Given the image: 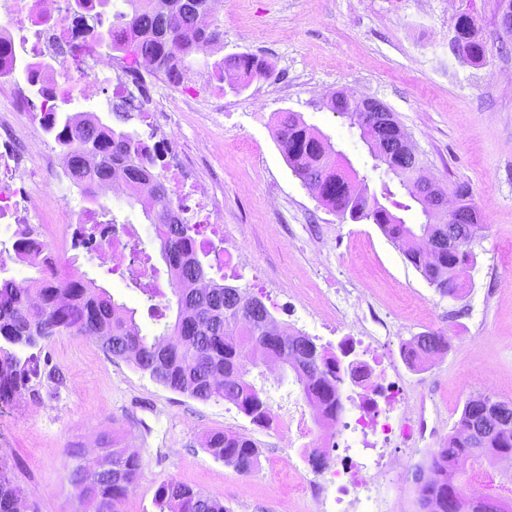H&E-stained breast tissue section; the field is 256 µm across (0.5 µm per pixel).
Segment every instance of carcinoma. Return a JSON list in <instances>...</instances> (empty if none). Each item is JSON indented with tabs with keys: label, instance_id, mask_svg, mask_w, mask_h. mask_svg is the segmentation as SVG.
I'll use <instances>...</instances> for the list:
<instances>
[{
	"label": "carcinoma",
	"instance_id": "carcinoma-1",
	"mask_svg": "<svg viewBox=\"0 0 512 512\" xmlns=\"http://www.w3.org/2000/svg\"><path fill=\"white\" fill-rule=\"evenodd\" d=\"M215 2L165 0L164 6L156 7L152 0H123L129 10L112 13L108 28L97 26L96 39L107 38L113 50L124 53L129 66L150 59L169 81L179 83L185 58L195 49L192 43H179L182 34L193 33L197 42L221 40ZM455 35L467 62L486 61V46L477 37L470 14L458 15ZM215 72L220 81L236 90L248 86L255 78L267 76L268 66L254 55L235 54L215 63ZM329 108L346 118L351 126L363 128L359 112L349 104L348 93H334ZM44 130L70 150L69 176L75 183L104 182L119 167L131 184L148 182L156 196L170 199V209L149 210L146 219L155 228L162 258L170 272L176 317L172 323L167 321L170 299L156 282L146 284L132 279L134 287L149 302L150 318L160 326L159 333L153 336L143 334L134 309L91 282L65 276L59 262L42 255L32 230L26 227L11 248L15 258L33 269L35 275L21 281L0 276V340L12 347L26 348L63 331L97 341L106 338L107 354L132 362L162 386L201 401L221 398L261 426L269 424L271 416L261 397L262 390L249 380V375L251 369L272 359L292 373L310 404L331 417L336 416L342 408L343 374L351 368L341 367L335 355L304 334L272 338L268 308L247 291L217 283L209 288L193 287L194 282L207 278V273L198 256L194 225L183 217L184 208L171 199L169 188L153 172L158 148L87 112L70 113L58 107L49 113ZM383 138L398 142V148L386 153L369 145L374 160L371 169L385 167V174L393 175L405 194L416 199L414 177L423 167L422 159L401 143L406 134L399 121L387 126ZM279 142L294 174L304 184L319 187V199L325 206L352 220L364 218L377 224L439 293L448 292L450 286L457 287L460 277L474 264L473 240L467 239L468 215L474 209L468 186L460 184L455 188L459 218L456 228L462 231V244L450 252L446 247L448 225L433 221L423 208L420 212L424 221L408 224L380 203L376 195L354 190L357 174L348 161L329 138L301 118L290 112L283 117ZM447 349L444 335L429 332L413 337L406 344L405 356L415 364L421 361V352L443 353ZM38 376L37 361L31 357L23 359L0 346L1 404H9L25 391L39 394V389L30 384L31 378ZM488 401L496 403L485 395L469 398L459 419V425L465 428L475 419L485 420L487 429L481 440L475 443L469 433H452L432 454L431 463L441 470L442 478L420 489L422 509L512 512V497L506 499L490 493L481 500H466L464 487L456 477L455 462L461 456H512V410L500 406L488 412ZM206 449L214 459L241 474L250 472L257 462V448L251 440L238 435L212 432L207 437ZM112 452V470L104 472L83 454L82 444L74 443L67 450L65 477L88 512H117V504L141 476L139 456L124 448H114ZM19 500L20 489L0 468V512H15ZM155 507L158 512H227L216 497L173 479L158 488Z\"/></svg>",
	"mask_w": 512,
	"mask_h": 512
}]
</instances>
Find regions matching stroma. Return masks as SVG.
<instances>
[{
  "label": "stroma",
  "mask_w": 512,
  "mask_h": 512,
  "mask_svg": "<svg viewBox=\"0 0 512 512\" xmlns=\"http://www.w3.org/2000/svg\"><path fill=\"white\" fill-rule=\"evenodd\" d=\"M495 3L221 0V54L256 55L269 64L268 77L233 93L211 78L216 57L196 52L186 58L180 83L155 76L170 109L168 151H195L197 124H207L210 151L198 175L211 183L219 202L212 220L223 227L225 249L247 257L222 268L214 255L203 256L209 279L259 297L275 320L306 323L308 336L334 354L361 327L323 320L315 307L326 298L344 304L347 292L365 290L380 320L367 322L371 337L356 347L357 357L395 370L407 393L426 394L438 446L453 433L471 396L488 391L512 403V82L497 78L512 71V39L500 30ZM463 12L471 14L488 49L484 65L462 62L450 49ZM201 74L210 83H197ZM347 90L378 99L394 113L442 189L470 186L483 227L458 296L436 291L376 224L344 219L325 207L288 165L277 128L292 112L327 136L367 175L369 190L379 192L357 128L327 106L332 93ZM110 91V83H103L95 101L70 100L65 109L96 106L102 122L159 142L154 124L138 113L120 118L105 111ZM188 98L193 106H185ZM107 208L136 226L159 283L168 286L159 242L140 205L126 198L108 201ZM64 260L136 309L143 333H152L144 297L99 267L93 246L68 252ZM424 332L447 336L448 350L417 369L402 348ZM18 354L34 357L41 373L64 377L59 387L42 386L39 397L26 393L0 404V463L22 491L23 512H82L64 479L65 451L74 442L112 436L143 464L118 512H156L157 489L171 479L223 500L228 512H321L301 485L313 476L302 449L323 432L290 374L271 380L261 369L252 371L273 419L261 426L227 401L203 402L159 385L86 336L65 332ZM285 416L302 427L289 445L275 425ZM214 431L251 439L258 449L255 468L240 474L214 459L205 448ZM430 462V453H423L388 486L406 512H421L416 478Z\"/></svg>",
  "instance_id": "obj_1"
}]
</instances>
